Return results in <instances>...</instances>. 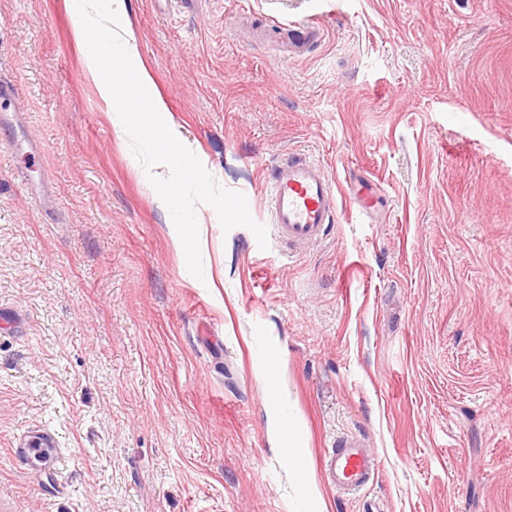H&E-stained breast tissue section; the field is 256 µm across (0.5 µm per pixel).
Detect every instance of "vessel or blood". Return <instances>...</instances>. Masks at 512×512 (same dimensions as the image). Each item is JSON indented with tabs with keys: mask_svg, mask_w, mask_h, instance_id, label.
Wrapping results in <instances>:
<instances>
[{
	"mask_svg": "<svg viewBox=\"0 0 512 512\" xmlns=\"http://www.w3.org/2000/svg\"><path fill=\"white\" fill-rule=\"evenodd\" d=\"M273 229L289 244L313 243L328 235L336 222L338 201L334 181L323 167L301 158L278 165L270 191ZM15 458L43 456L51 464L62 460L56 436L47 430L25 437ZM325 474L331 485L342 492L358 490L368 484L375 467L359 437H338L324 456Z\"/></svg>",
	"mask_w": 512,
	"mask_h": 512,
	"instance_id": "b4317fda",
	"label": "vessel or blood"
}]
</instances>
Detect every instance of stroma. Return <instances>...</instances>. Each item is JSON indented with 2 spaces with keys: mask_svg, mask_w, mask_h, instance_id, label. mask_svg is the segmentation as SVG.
Instances as JSON below:
<instances>
[{
  "mask_svg": "<svg viewBox=\"0 0 512 512\" xmlns=\"http://www.w3.org/2000/svg\"><path fill=\"white\" fill-rule=\"evenodd\" d=\"M124 5L163 119L256 222L291 156L339 218L263 250L196 204L193 277L70 0H0V512H512V0ZM40 428L72 464L14 459ZM342 434L376 458L354 494L324 476Z\"/></svg>",
  "mask_w": 512,
  "mask_h": 512,
  "instance_id": "1",
  "label": "stroma"
}]
</instances>
